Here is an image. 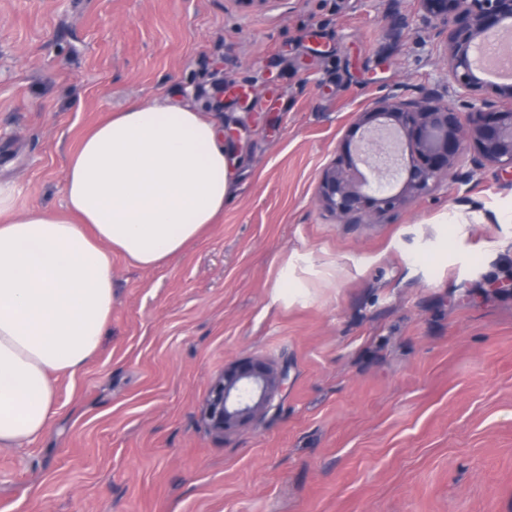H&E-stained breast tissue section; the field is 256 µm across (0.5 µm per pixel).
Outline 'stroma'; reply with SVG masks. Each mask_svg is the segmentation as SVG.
Wrapping results in <instances>:
<instances>
[{
    "instance_id": "35a3bbf8",
    "label": "stroma",
    "mask_w": 512,
    "mask_h": 512,
    "mask_svg": "<svg viewBox=\"0 0 512 512\" xmlns=\"http://www.w3.org/2000/svg\"><path fill=\"white\" fill-rule=\"evenodd\" d=\"M439 59L418 0H0L19 205L60 210L68 155L140 102L206 113L237 160L200 242L113 256L97 354L0 447V512H512V174L463 164L378 224L319 201L359 112ZM252 359L288 371L276 411L215 432L213 381Z\"/></svg>"
}]
</instances>
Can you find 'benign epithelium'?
I'll return each mask as SVG.
<instances>
[{
    "label": "benign epithelium",
    "instance_id": "7a95c632",
    "mask_svg": "<svg viewBox=\"0 0 512 512\" xmlns=\"http://www.w3.org/2000/svg\"><path fill=\"white\" fill-rule=\"evenodd\" d=\"M421 19L443 43L445 82L414 98L375 99L324 169L320 198L339 224H377L399 207L455 181L466 155L476 167L512 170V84L475 70L492 36L512 24V0H418ZM372 170L356 178L357 164ZM288 375L247 361L225 369L209 392L210 427L230 431L263 415Z\"/></svg>",
    "mask_w": 512,
    "mask_h": 512
}]
</instances>
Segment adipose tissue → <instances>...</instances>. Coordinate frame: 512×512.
I'll return each instance as SVG.
<instances>
[{
    "label": "adipose tissue",
    "instance_id": "obj_1",
    "mask_svg": "<svg viewBox=\"0 0 512 512\" xmlns=\"http://www.w3.org/2000/svg\"><path fill=\"white\" fill-rule=\"evenodd\" d=\"M224 141L188 107L110 113L66 166L62 212L0 183V447L38 441L52 376L94 357L112 312V256L153 269L199 241L231 197Z\"/></svg>",
    "mask_w": 512,
    "mask_h": 512
}]
</instances>
